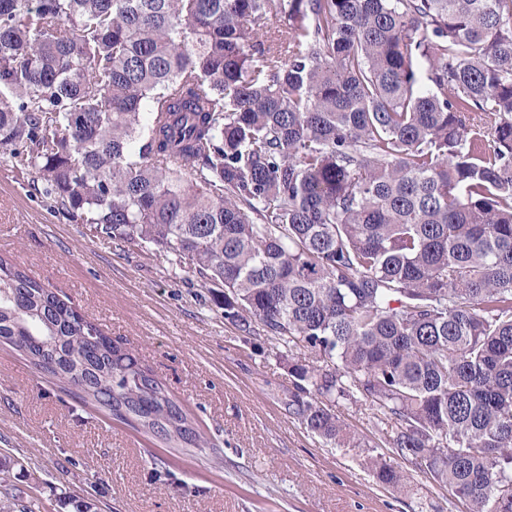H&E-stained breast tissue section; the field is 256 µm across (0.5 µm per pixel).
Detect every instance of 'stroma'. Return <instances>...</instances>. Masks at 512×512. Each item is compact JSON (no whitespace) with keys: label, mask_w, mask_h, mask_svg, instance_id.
Listing matches in <instances>:
<instances>
[{"label":"stroma","mask_w":512,"mask_h":512,"mask_svg":"<svg viewBox=\"0 0 512 512\" xmlns=\"http://www.w3.org/2000/svg\"><path fill=\"white\" fill-rule=\"evenodd\" d=\"M0 255L133 350L209 442L165 447L0 342V458L19 461L14 487L33 488L46 512H75L76 498L96 500L98 512H466L418 471L404 494L376 484L365 448L385 444L395 426L368 406L334 408L361 447L304 429L286 406L288 360L300 349L247 342L171 255L119 247L68 220L36 173L1 150Z\"/></svg>","instance_id":"35a3bbf8"}]
</instances>
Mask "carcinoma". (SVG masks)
<instances>
[{"label": "carcinoma", "mask_w": 512, "mask_h": 512, "mask_svg": "<svg viewBox=\"0 0 512 512\" xmlns=\"http://www.w3.org/2000/svg\"><path fill=\"white\" fill-rule=\"evenodd\" d=\"M0 147L73 221L222 286L244 335L307 349V431L359 448L332 405L365 404L469 512H512V0H0ZM0 341L169 448L207 444L2 256Z\"/></svg>", "instance_id": "obj_1"}]
</instances>
